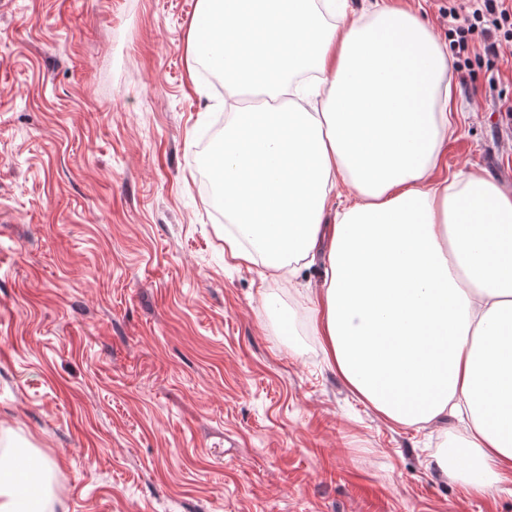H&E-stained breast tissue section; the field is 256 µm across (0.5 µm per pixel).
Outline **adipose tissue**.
<instances>
[{"label":"adipose tissue","mask_w":512,"mask_h":512,"mask_svg":"<svg viewBox=\"0 0 512 512\" xmlns=\"http://www.w3.org/2000/svg\"><path fill=\"white\" fill-rule=\"evenodd\" d=\"M193 59L224 60L217 163L232 257L329 269L309 321L352 391L398 425L466 410L472 490L512 481V193L434 180L455 126L448 48L386 0H199ZM347 187L340 211L330 201ZM45 463L0 457V512H45Z\"/></svg>","instance_id":"1"}]
</instances>
